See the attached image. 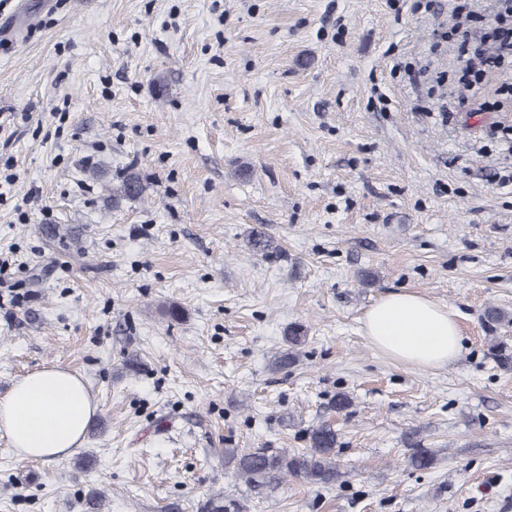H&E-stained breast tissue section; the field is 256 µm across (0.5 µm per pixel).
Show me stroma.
Listing matches in <instances>:
<instances>
[{
  "mask_svg": "<svg viewBox=\"0 0 512 512\" xmlns=\"http://www.w3.org/2000/svg\"><path fill=\"white\" fill-rule=\"evenodd\" d=\"M452 16L416 0H9L0 7V395L51 365L97 402L82 448L19 461L0 512H512V96L460 82ZM138 172L143 197L112 205ZM279 251L251 252L252 230ZM374 280L365 284L362 273ZM414 291L457 316L452 364L372 346ZM182 315L171 320L169 306ZM306 341L276 372L289 327ZM351 406L331 409L336 393ZM339 433L341 484L254 489L228 448ZM436 452L412 468L411 448Z\"/></svg>",
  "mask_w": 512,
  "mask_h": 512,
  "instance_id": "stroma-1",
  "label": "stroma"
}]
</instances>
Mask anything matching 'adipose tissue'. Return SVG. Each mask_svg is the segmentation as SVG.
Returning a JSON list of instances; mask_svg holds the SVG:
<instances>
[{
    "label": "adipose tissue",
    "mask_w": 512,
    "mask_h": 512,
    "mask_svg": "<svg viewBox=\"0 0 512 512\" xmlns=\"http://www.w3.org/2000/svg\"><path fill=\"white\" fill-rule=\"evenodd\" d=\"M363 329L377 349L424 369L451 364L462 347L448 307L410 291L379 298L365 312ZM96 411L82 380L50 366L26 374L0 396V434L21 461L63 459L82 446Z\"/></svg>",
    "instance_id": "obj_1"
}]
</instances>
